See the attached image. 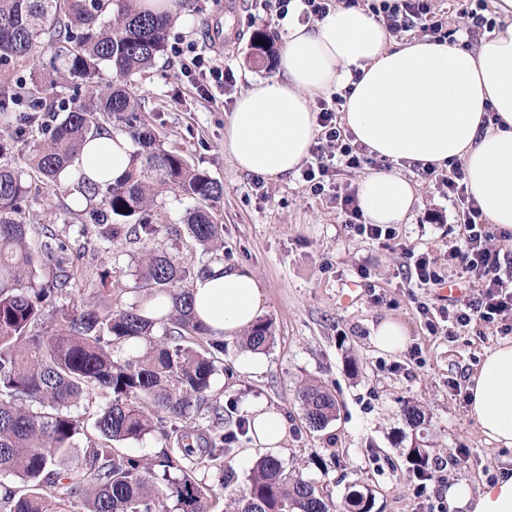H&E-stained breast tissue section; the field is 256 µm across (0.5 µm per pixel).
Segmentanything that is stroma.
<instances>
[{
    "label": "stroma",
    "mask_w": 512,
    "mask_h": 512,
    "mask_svg": "<svg viewBox=\"0 0 512 512\" xmlns=\"http://www.w3.org/2000/svg\"><path fill=\"white\" fill-rule=\"evenodd\" d=\"M179 11L171 43L190 42L216 55L232 70L236 87L212 99L198 96L169 53L138 80L135 92L166 147L180 150L223 184L216 215L224 226V261L247 265L263 283V314L275 325V341L256 375L241 372L239 341L225 340L224 370L213 378L212 404L236 407L241 414L258 404L281 412L288 439L276 455L284 467L302 469L337 504L349 490L369 491L372 512H425L434 502L438 486L431 482L421 498L412 495L418 479L408 450L415 446L447 461L444 475L452 484L463 480L476 488L511 471L512 447L482 434L468 414L466 386L484 352L512 342V333L479 322L452 333L443 326L428 330L419 303L442 307L447 297L436 288L409 287L400 251L349 231L336 202L309 194L299 172L265 180V194L257 196L255 174L237 169L224 151V128L241 94L278 72L277 62L254 63V34L264 33L283 47L286 23L256 16L251 0H181ZM398 170L416 183L420 197L398 227L404 243L436 255L460 244L455 209L442 189L408 164ZM186 207L166 196L149 247L177 256L195 274L209 264V253L188 235L170 232ZM76 208L74 197L34 193L24 218L54 225L84 251L82 264L90 276L108 271V286L121 303L138 301L133 276L138 245L122 238L105 243L96 229L82 231L73 216ZM387 318L405 326L406 350L389 354L374 346L373 330ZM312 378L331 389L339 406L335 420L320 431L309 428L296 400L300 384ZM407 406L423 410V424L407 423Z\"/></svg>",
    "instance_id": "1"
}]
</instances>
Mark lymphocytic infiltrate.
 <instances>
[{
  "label": "lymphocytic infiltrate",
  "instance_id": "obj_1",
  "mask_svg": "<svg viewBox=\"0 0 512 512\" xmlns=\"http://www.w3.org/2000/svg\"><path fill=\"white\" fill-rule=\"evenodd\" d=\"M369 9L391 35L417 29L434 39L443 41L449 37L445 12L436 8L433 0H371ZM180 71L192 78L204 97L210 96L214 88L236 84L233 72L224 69L203 50L192 48L184 53ZM344 103V94L338 92L318 99V137L310 149L309 160L301 167V179L312 194H331L346 217V226L357 235L385 241L394 249H403L394 225L361 223L356 193L340 192L336 184L341 171L378 164L377 158L369 154L366 146L357 142L343 125ZM418 174L423 179L436 182L449 201L456 205L463 237L461 245L449 248L448 266L460 278L478 285L476 293L457 298L451 307L421 305L420 313L426 325L432 327L441 320L459 329L477 321L494 325L512 320V262H502L501 250L496 245L497 237L486 228L479 205L468 191L462 164L452 165L449 174L444 175L435 165L422 163L418 166ZM403 251L414 269L415 287L427 288L441 283L435 257L409 249Z\"/></svg>",
  "mask_w": 512,
  "mask_h": 512
}]
</instances>
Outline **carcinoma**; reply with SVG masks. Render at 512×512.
Wrapping results in <instances>:
<instances>
[{"label": "carcinoma", "instance_id": "1", "mask_svg": "<svg viewBox=\"0 0 512 512\" xmlns=\"http://www.w3.org/2000/svg\"><path fill=\"white\" fill-rule=\"evenodd\" d=\"M175 18L141 13L136 0H0V512H330L324 487L288 471L272 454L260 456L244 487L235 480L239 445L251 439L247 415L224 420L209 403L213 377L223 364L224 339L216 338L192 309L186 271L169 254L146 251L135 269L141 299L112 301L107 288L90 307L58 310L56 328L31 334L52 298L79 287L80 263L69 239L53 226L35 228L39 249L55 260L41 274L30 243L22 203L32 182L56 196L79 194L89 202L78 219H90L99 238L122 235L149 241L159 199L175 194L193 202L184 217L188 234L207 252L224 247L214 204L221 183L164 146L150 126L133 87L168 50ZM255 62L273 60L276 49L263 33L252 40ZM50 53L52 75L34 69ZM64 61L63 67L56 61ZM62 87L66 94H57ZM64 112V119H58ZM120 132L131 140L125 174L105 187L80 172L71 183L60 173L72 166L88 137ZM28 174L30 179L22 178ZM169 298V312L144 315V304ZM162 328L161 336L154 334ZM274 323L258 319L241 336V347L264 351ZM141 342L135 354L114 345ZM106 399L94 420L95 437L72 408L91 394ZM297 400L310 428L336 419L328 386L308 380ZM207 418L208 436L199 420ZM157 433L154 458L127 454L117 443ZM415 475L427 476L425 449H408ZM223 472L224 493L198 482L199 467ZM165 491L157 490V480ZM346 512H372L364 493L353 490Z\"/></svg>", "mask_w": 512, "mask_h": 512}]
</instances>
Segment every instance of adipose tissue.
I'll return each instance as SVG.
<instances>
[{
    "mask_svg": "<svg viewBox=\"0 0 512 512\" xmlns=\"http://www.w3.org/2000/svg\"><path fill=\"white\" fill-rule=\"evenodd\" d=\"M503 24L476 48L415 38L390 40L364 9L336 8L304 24L288 14V35L275 78L258 82L236 102L224 151L242 171L277 180L308 157L317 135L313 100L348 90L343 123L369 152L396 164L448 167L461 162L468 189L488 223L512 229V0H494ZM496 122H486L487 113ZM126 137L88 140L75 166L99 184L119 179L128 163ZM371 224H402L419 202L416 186L395 171L358 181ZM194 309L213 335L241 336L259 318L263 286L244 266L215 264L193 282ZM469 413L491 441L512 447V343L485 352L468 386ZM252 443L282 447L279 412L252 410ZM451 512H512V474L471 488H448Z\"/></svg>",
    "mask_w": 512,
    "mask_h": 512,
    "instance_id": "adipose-tissue-1",
    "label": "adipose tissue"
}]
</instances>
